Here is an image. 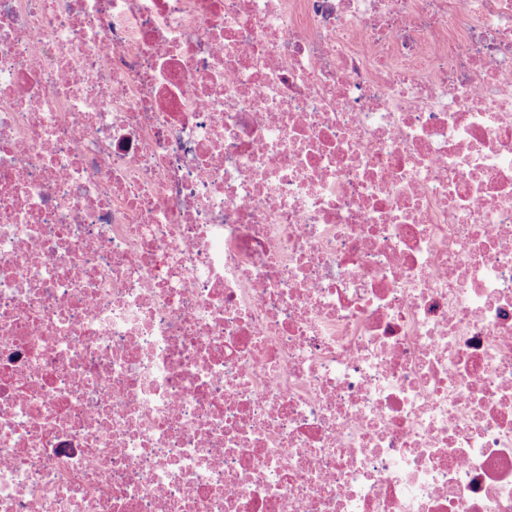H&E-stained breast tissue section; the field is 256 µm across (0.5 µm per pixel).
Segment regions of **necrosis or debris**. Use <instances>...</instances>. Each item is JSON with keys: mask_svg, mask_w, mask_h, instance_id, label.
I'll return each mask as SVG.
<instances>
[{"mask_svg": "<svg viewBox=\"0 0 512 512\" xmlns=\"http://www.w3.org/2000/svg\"><path fill=\"white\" fill-rule=\"evenodd\" d=\"M0 512H512V0H0Z\"/></svg>", "mask_w": 512, "mask_h": 512, "instance_id": "necrosis-or-debris-1", "label": "necrosis or debris"}]
</instances>
